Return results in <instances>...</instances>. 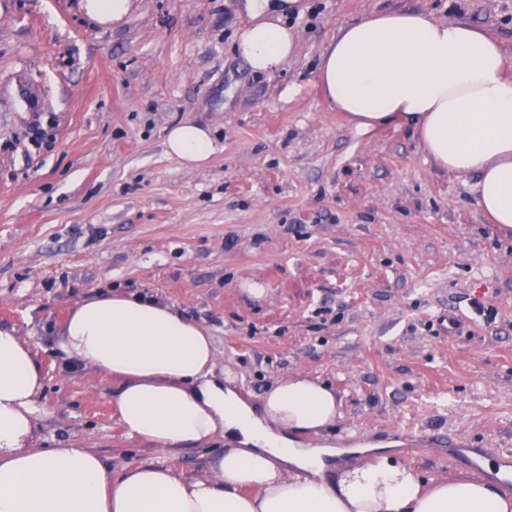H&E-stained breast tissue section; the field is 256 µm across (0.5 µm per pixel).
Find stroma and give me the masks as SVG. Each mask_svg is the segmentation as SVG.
<instances>
[{
  "label": "stroma",
  "mask_w": 512,
  "mask_h": 512,
  "mask_svg": "<svg viewBox=\"0 0 512 512\" xmlns=\"http://www.w3.org/2000/svg\"><path fill=\"white\" fill-rule=\"evenodd\" d=\"M303 2L297 54L260 73L235 51V0H135L116 28L78 0H0V327L47 378L44 447L80 441L115 476L209 471L216 449L128 439L114 386L60 368L70 309L124 292L204 327L244 399L328 383L337 447L435 432L512 449V232L412 124L354 131L318 76L341 25L398 10L473 25L512 65V0ZM189 120L218 146L202 168L165 150ZM401 458L466 474L428 448Z\"/></svg>",
  "instance_id": "stroma-1"
}]
</instances>
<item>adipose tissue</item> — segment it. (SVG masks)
<instances>
[{
	"instance_id": "obj_1",
	"label": "adipose tissue",
	"mask_w": 512,
	"mask_h": 512,
	"mask_svg": "<svg viewBox=\"0 0 512 512\" xmlns=\"http://www.w3.org/2000/svg\"><path fill=\"white\" fill-rule=\"evenodd\" d=\"M301 8L242 0L237 53L253 71L279 70L295 55L284 18ZM319 78L356 131L411 122L440 167L473 179L488 221L512 229V66L485 32L416 11L365 17L340 27ZM165 146L191 166L216 151L210 129L191 121L174 125ZM55 348L114 385L129 439L228 447L199 477L154 463L115 476L82 442L42 447L45 376L28 340L0 327V512H512L494 482L429 483L387 447L356 462L342 448L303 446L302 435L335 425L336 393L298 376L249 405L219 368L212 336L162 302L122 293L80 301Z\"/></svg>"
}]
</instances>
